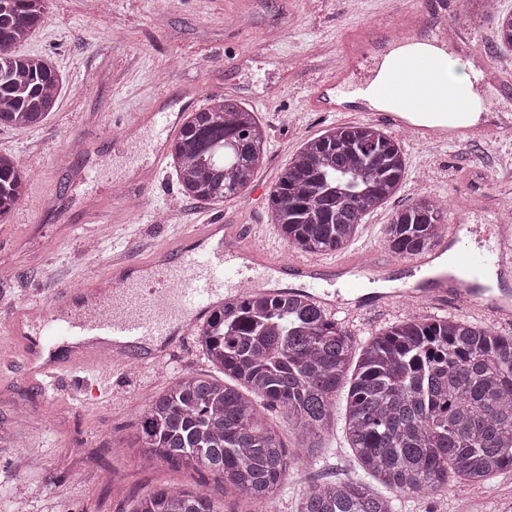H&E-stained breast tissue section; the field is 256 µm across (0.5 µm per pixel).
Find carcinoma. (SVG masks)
I'll return each mask as SVG.
<instances>
[{"label":"carcinoma","mask_w":512,"mask_h":512,"mask_svg":"<svg viewBox=\"0 0 512 512\" xmlns=\"http://www.w3.org/2000/svg\"><path fill=\"white\" fill-rule=\"evenodd\" d=\"M465 16L491 0H462ZM48 0H0V125L29 127L56 109L60 78L43 56L16 46L48 18ZM512 50V13L497 19ZM268 133L231 97L187 113L169 146L181 194L204 202L243 196L267 157ZM29 173L0 154V218L19 202ZM407 160L398 139L372 123L334 126L304 142L269 193V217L289 245L341 250L365 217L401 189ZM445 210L422 195L393 212L384 235L407 258L438 236ZM210 364L230 379L190 373L143 410L138 441L149 464L216 471L224 490L272 505L289 476L314 463L335 430L336 394L349 384L344 441L362 481L321 482L297 512H400L401 498L512 473V336L464 318L393 322L360 342L301 293L231 297L196 330ZM283 414L299 435L288 448L260 409ZM130 512H224L200 489L155 486Z\"/></svg>","instance_id":"1"}]
</instances>
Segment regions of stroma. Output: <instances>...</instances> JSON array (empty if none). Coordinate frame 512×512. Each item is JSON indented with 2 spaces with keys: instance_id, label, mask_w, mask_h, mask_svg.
Wrapping results in <instances>:
<instances>
[{
  "instance_id": "stroma-1",
  "label": "stroma",
  "mask_w": 512,
  "mask_h": 512,
  "mask_svg": "<svg viewBox=\"0 0 512 512\" xmlns=\"http://www.w3.org/2000/svg\"><path fill=\"white\" fill-rule=\"evenodd\" d=\"M402 0H50L46 22L16 47L48 57L61 78L58 107L29 128L0 126V153L29 170L24 198L0 222V512H129L133 499L165 484L201 488L223 499L226 512L243 502L226 496L216 472L145 465L136 442L143 409L178 377L209 374L196 336L181 340L164 363L122 368L111 395L83 397L59 388L47 394L28 376L32 341L40 329L16 335L17 309L42 304L61 288L111 279L112 257L145 263L175 248L187 224L224 220L248 224V242L271 257L305 259L269 218L266 193L308 139L345 124V116L312 111L317 80L335 70L343 37L377 13H400ZM496 15L478 20L448 10L467 43L455 61L482 62L485 94L498 112L512 113V51L497 44ZM217 89L252 109L268 131L264 165L241 198L199 202L183 198L173 167L153 180L142 205L138 169L120 139L137 113L159 95L180 107L189 93ZM408 174L398 193L370 213L342 254L373 249L395 262L384 240L394 210L417 196L447 198L449 217L466 218L474 243L491 242L500 207L512 206V132L466 146H403ZM91 179H82L83 170ZM456 305L410 309L395 303L357 317L334 316L358 340L406 317H469ZM341 438H332L319 465L289 477L277 512H296L307 485L320 478H362ZM404 512H512V473L488 488L464 483L427 498L404 500Z\"/></svg>"
}]
</instances>
